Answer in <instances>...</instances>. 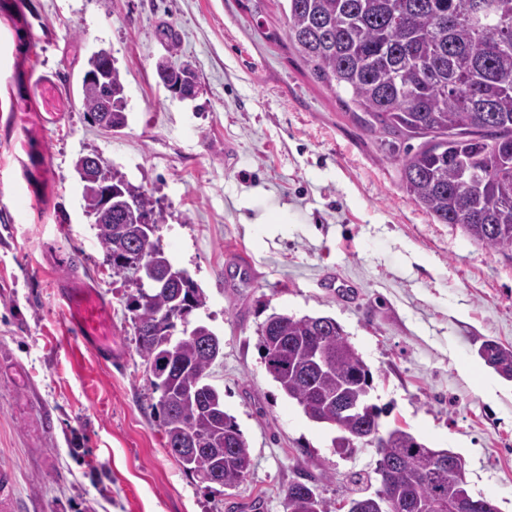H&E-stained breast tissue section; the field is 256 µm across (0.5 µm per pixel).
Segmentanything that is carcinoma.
Returning <instances> with one entry per match:
<instances>
[{"label": "carcinoma", "instance_id": "obj_1", "mask_svg": "<svg viewBox=\"0 0 512 512\" xmlns=\"http://www.w3.org/2000/svg\"><path fill=\"white\" fill-rule=\"evenodd\" d=\"M481 0H286V36L316 77L346 94L367 128L395 139L415 140L400 159L401 188L438 224H454L477 243L512 252V165L498 161L512 152V0H489L485 28L438 18L461 14ZM79 97L90 122L119 132L126 126L127 97L112 55L100 50L89 59L79 82ZM485 99L480 112L473 100ZM112 187L132 198L136 210L162 223L151 196L122 178ZM103 263L133 280L129 254L145 260L160 250V240H146L140 225L122 212L93 223ZM206 296L192 279H162L149 296L128 298L137 349L150 383L160 392L159 413L164 447L184 472L223 488L240 485L246 475L241 460L247 441L234 418L224 411L217 387L208 382L221 354L205 347L190 326L189 315ZM184 324L181 335L175 321ZM316 318L287 314L263 325L259 336L266 371L280 390L313 422L335 427L338 447L371 427L376 407L361 417L336 412V391L347 400L360 396L372 374L343 333L318 337ZM486 364L512 377V348L486 343ZM327 366L317 367L319 351ZM393 446L384 447L398 461L403 476L391 493L405 512H426L435 499L452 491L448 475L430 482L420 477L435 470L436 450L395 426ZM286 512H333L331 502L312 486L296 482L285 491Z\"/></svg>", "mask_w": 512, "mask_h": 512}]
</instances>
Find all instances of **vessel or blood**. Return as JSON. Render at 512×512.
<instances>
[{"mask_svg": "<svg viewBox=\"0 0 512 512\" xmlns=\"http://www.w3.org/2000/svg\"><path fill=\"white\" fill-rule=\"evenodd\" d=\"M63 302L66 327L72 330L85 347L98 357L112 353L111 305L95 288L66 282L59 289Z\"/></svg>", "mask_w": 512, "mask_h": 512, "instance_id": "b4317fda", "label": "vessel or blood"}]
</instances>
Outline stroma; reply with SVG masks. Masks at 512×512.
I'll list each match as a JSON object with an SVG mask.
<instances>
[{"instance_id": "obj_1", "label": "stroma", "mask_w": 512, "mask_h": 512, "mask_svg": "<svg viewBox=\"0 0 512 512\" xmlns=\"http://www.w3.org/2000/svg\"><path fill=\"white\" fill-rule=\"evenodd\" d=\"M284 0H0V503L7 512H284L307 481L336 505L373 446L340 451L267 373L275 313L335 319L372 373L380 423L464 462L473 495L512 512V380L479 356L512 346V254L434 223L400 186L403 143L353 120L286 37ZM111 53L128 123L90 124L72 86ZM190 65L195 97L159 81ZM97 155L151 195L160 244L203 289L223 342L210 382L251 458L234 489L208 487L165 448L126 300L103 265L74 163ZM247 275L229 276L236 253ZM351 280L349 301L319 287ZM112 305V357L66 337L58 288Z\"/></svg>"}]
</instances>
